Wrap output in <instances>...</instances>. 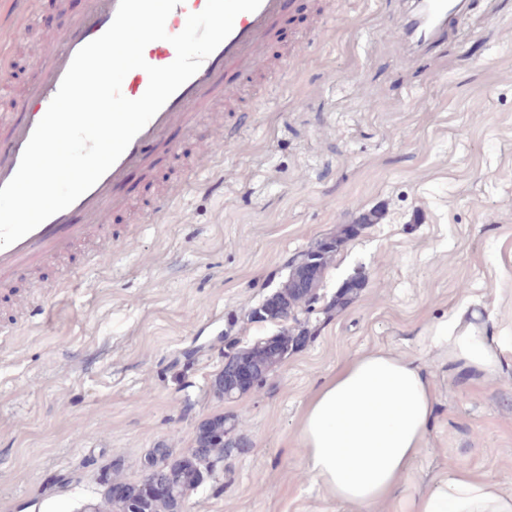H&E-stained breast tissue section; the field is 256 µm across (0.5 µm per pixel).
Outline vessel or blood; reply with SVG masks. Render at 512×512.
<instances>
[{
	"label": "vessel or blood",
	"mask_w": 512,
	"mask_h": 512,
	"mask_svg": "<svg viewBox=\"0 0 512 512\" xmlns=\"http://www.w3.org/2000/svg\"><path fill=\"white\" fill-rule=\"evenodd\" d=\"M118 4L119 0H85L83 11L60 31L56 44L47 49L39 62V77L15 100L10 111L0 113V186L15 175L25 146L75 54L106 31ZM205 5L206 0H182L166 21L167 31L180 33L188 14L200 12ZM464 7L465 0H413L400 28L414 47L426 48L461 21ZM286 9L287 0H262L255 12L238 15L231 34L167 100L90 190L17 242L0 248V288H12L23 272L58 262L80 245L104 242L110 209L128 204L124 187L134 174L154 164L147 147L155 144L173 150L168 135L176 129L207 140L210 122L204 118L203 108L217 97L228 100L235 95L236 88L229 79L231 73L263 64ZM144 57L151 65L165 66L174 60L175 49L168 42L155 41L146 47ZM215 164L213 153L202 155L193 170L185 172L180 182L158 196L149 213L138 215V223L152 224L164 217L186 190L198 183L200 171L214 169Z\"/></svg>",
	"instance_id": "1"
}]
</instances>
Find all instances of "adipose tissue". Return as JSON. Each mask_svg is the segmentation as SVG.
<instances>
[{"mask_svg": "<svg viewBox=\"0 0 512 512\" xmlns=\"http://www.w3.org/2000/svg\"><path fill=\"white\" fill-rule=\"evenodd\" d=\"M451 369L477 379L501 374L504 351L481 314L465 305L432 338ZM426 368L374 350L346 361L308 399L299 427L307 474L329 499L359 512L395 497L434 418ZM407 512H512V492L457 469L411 497Z\"/></svg>", "mask_w": 512, "mask_h": 512, "instance_id": "ef3b65f1", "label": "adipose tissue"}]
</instances>
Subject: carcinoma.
I'll return each instance as SVG.
<instances>
[{
    "label": "carcinoma",
    "instance_id": "carcinoma-1",
    "mask_svg": "<svg viewBox=\"0 0 512 512\" xmlns=\"http://www.w3.org/2000/svg\"><path fill=\"white\" fill-rule=\"evenodd\" d=\"M356 233V225H345L336 235L321 240L313 249L302 254L304 261L312 263L314 268L308 289H303L298 284L304 270L303 261L291 265L287 279L276 291L280 313L274 316L273 320L286 321L299 310H313V304L317 301L315 289L324 270L336 251ZM303 338V331L297 332L293 328L283 327L275 335V340L279 344L278 349L270 350L262 341L246 347L233 345L224 354V358L232 363H252L265 378L298 348ZM235 429V424L228 423L222 418L210 419L200 424L196 445L188 452L176 455L170 448L151 449L141 462L145 472L143 480L127 483L128 495L124 500L116 501L107 495L104 496L97 503L98 512H180L184 497L202 486L199 473L207 461L222 460L230 456L234 447H247V443L241 439L235 445L230 443V434ZM156 481L167 483L171 494L165 497L156 496L152 491L153 483Z\"/></svg>",
    "mask_w": 512,
    "mask_h": 512
}]
</instances>
